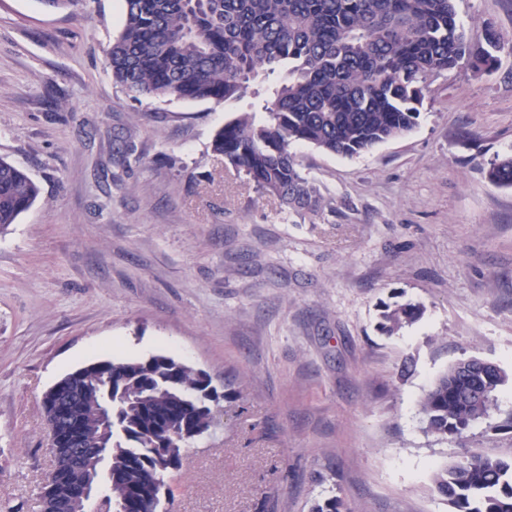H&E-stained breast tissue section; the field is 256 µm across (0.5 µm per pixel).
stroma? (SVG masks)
<instances>
[{"instance_id": "obj_1", "label": "stroma", "mask_w": 512, "mask_h": 512, "mask_svg": "<svg viewBox=\"0 0 512 512\" xmlns=\"http://www.w3.org/2000/svg\"><path fill=\"white\" fill-rule=\"evenodd\" d=\"M491 73L431 78L418 126L347 158L294 148L325 208L298 215L210 148L233 103L134 98L107 50L122 0H0V157L41 192L0 230V506L38 512L44 392L100 359L168 353L211 378L215 424L167 512H450L437 466L512 455V0H456ZM421 316L394 334L384 306ZM509 380L459 439L419 400L457 361ZM484 173L490 183L512 188V154L497 157Z\"/></svg>"}]
</instances>
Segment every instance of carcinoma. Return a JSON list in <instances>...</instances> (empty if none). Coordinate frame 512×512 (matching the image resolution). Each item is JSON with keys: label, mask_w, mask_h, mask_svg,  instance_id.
<instances>
[{"label": "carcinoma", "mask_w": 512, "mask_h": 512, "mask_svg": "<svg viewBox=\"0 0 512 512\" xmlns=\"http://www.w3.org/2000/svg\"><path fill=\"white\" fill-rule=\"evenodd\" d=\"M124 25L108 49L113 81L129 93L197 101L260 99L214 134L211 151L244 174L256 191L296 214L324 206L317 186L291 151L307 143L354 157L401 138L418 125L427 81L459 67L495 71L500 34L485 29L471 44L455 0H123ZM486 179L512 188V154L496 158ZM40 195L25 171L0 157V228L15 223ZM420 308L385 306L382 329L393 334ZM86 447H97L93 403L112 400V499L137 494L133 512H159L155 491L182 467L186 448L211 427L193 397L194 368L174 380L158 356L84 365ZM508 377L481 376L459 361L419 402L424 430L460 437L486 419ZM189 422L196 433H182ZM56 464L40 497L67 498L74 471L69 445L48 437ZM436 492L453 512H512V457L463 455L439 467Z\"/></svg>", "instance_id": "1"}]
</instances>
